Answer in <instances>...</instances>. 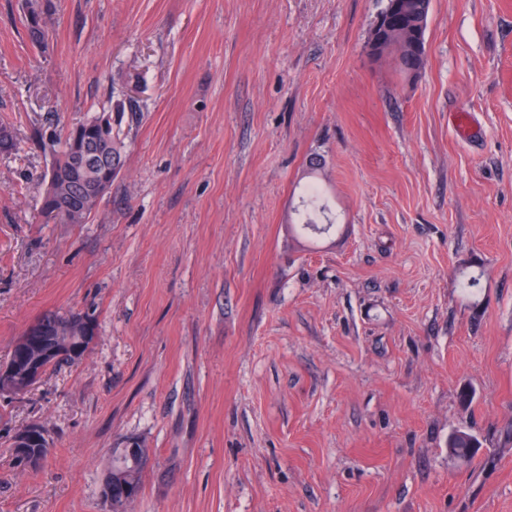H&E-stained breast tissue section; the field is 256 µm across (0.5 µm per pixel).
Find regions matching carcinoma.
<instances>
[{
    "label": "carcinoma",
    "mask_w": 512,
    "mask_h": 512,
    "mask_svg": "<svg viewBox=\"0 0 512 512\" xmlns=\"http://www.w3.org/2000/svg\"><path fill=\"white\" fill-rule=\"evenodd\" d=\"M398 2L397 18L386 29L374 28L369 40L370 54L380 59L386 55L393 57L400 72L409 78H414L423 70L426 59H422L415 53L418 44H425L424 36L428 24L431 0H387L386 9L393 7V2ZM53 9L52 0H24L23 23L31 42L39 49L47 47L49 29L47 19ZM105 121L108 134L112 139V152L107 166L111 167L112 174H118L124 166L123 140L120 131L112 126V110L102 109L90 119L68 130L64 137L55 134L49 136L46 146L50 148L53 161L47 170L45 180L55 178L59 183L67 186L69 195L73 199L72 209L65 214L56 210L55 200L44 193L40 199L41 211L49 216L62 220L66 224H85L97 205L84 206L83 199L86 182L98 177L102 172L101 164L96 163L87 167L84 178H71L72 149L76 135L94 142L98 137L99 123ZM322 190L317 184H310L304 191V203L307 207L305 221L301 227L309 230L324 228L329 230L332 222L322 225L319 216L326 212L327 206L322 203ZM481 442L466 427L455 430L448 438V452L462 460L472 459L480 450ZM49 449L38 448L31 445L29 448L12 449V461L14 467L19 469V460L25 458L34 460L32 468H37L47 458ZM135 457L124 454L123 463L120 466H110L103 483L101 496L120 500L132 501L141 491L142 470L134 463Z\"/></svg>",
    "instance_id": "obj_1"
}]
</instances>
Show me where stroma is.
<instances>
[{
    "mask_svg": "<svg viewBox=\"0 0 512 512\" xmlns=\"http://www.w3.org/2000/svg\"><path fill=\"white\" fill-rule=\"evenodd\" d=\"M386 4L58 0L42 52L0 0V360L44 312L100 323L0 397V512H107L131 438L128 512H512V0H432L412 79L369 52ZM129 98L88 223L41 216L42 135ZM31 422L54 447L22 472ZM322 197L323 194L319 185L309 184L305 188L304 203L309 210L306 213L305 221L301 224V227L304 229L324 228L323 230L329 231L333 226L331 221L327 222V224H320L319 222V216L325 214L327 210V206L322 203ZM88 313V310H80L66 314V323L68 328L77 333L78 336H84L83 340L85 341L94 339L97 334L98 314L96 310H91L92 316H95L97 320L96 322L88 317ZM33 431H39L42 433V437L38 439L39 443L42 444L43 448L40 447V444L36 443L31 445V448L24 447V444L28 442V438L31 436ZM13 444H11L12 448V461L14 467L17 469H21L22 471L34 470L47 458L50 448H51V438L50 436L44 432L38 424L28 423L16 430L14 434ZM15 447V448H13ZM21 458H25L28 460L33 459L34 464L32 467H21L19 460ZM30 468V469H29ZM481 442L466 427L455 430L448 438V452L462 460H471L480 450ZM141 446L139 441L135 438H131L127 441L126 448H116L114 454L119 457L120 462L123 460L121 466H114L111 462V466L106 475L105 483H103L101 496L107 503V497L111 494L114 499L121 500L124 498L127 500V504L132 500L134 501L141 491V477L143 471L138 469L133 460H137L139 466L144 470L147 469L151 463V455L146 448H137ZM129 454H135L129 456ZM124 455V459H123ZM127 485L126 487H123ZM111 487L110 492L108 489ZM132 501V502H133ZM126 504V506H127Z\"/></svg>",
    "mask_w": 512,
    "mask_h": 512,
    "instance_id": "stroma-1",
    "label": "stroma"
}]
</instances>
